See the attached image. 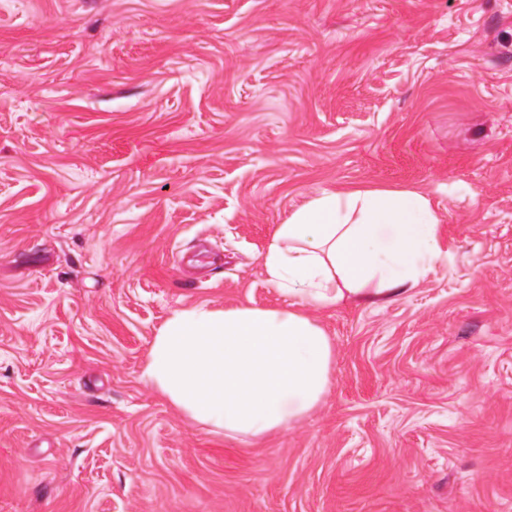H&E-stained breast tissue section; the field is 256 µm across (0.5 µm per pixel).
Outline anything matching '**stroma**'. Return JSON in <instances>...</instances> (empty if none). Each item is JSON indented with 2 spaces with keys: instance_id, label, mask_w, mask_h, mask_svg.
Segmentation results:
<instances>
[{
  "instance_id": "stroma-1",
  "label": "stroma",
  "mask_w": 512,
  "mask_h": 512,
  "mask_svg": "<svg viewBox=\"0 0 512 512\" xmlns=\"http://www.w3.org/2000/svg\"><path fill=\"white\" fill-rule=\"evenodd\" d=\"M423 191L440 256L315 311L260 439L144 381L323 190ZM0 512H512V0H0Z\"/></svg>"
}]
</instances>
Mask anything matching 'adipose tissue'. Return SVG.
Masks as SVG:
<instances>
[{
    "instance_id": "obj_1",
    "label": "adipose tissue",
    "mask_w": 512,
    "mask_h": 512,
    "mask_svg": "<svg viewBox=\"0 0 512 512\" xmlns=\"http://www.w3.org/2000/svg\"><path fill=\"white\" fill-rule=\"evenodd\" d=\"M439 222L419 190L316 193L278 225L263 255L291 305L174 310L153 338L144 381L217 431L260 438L290 428L331 384L333 346L312 310L403 295L440 252Z\"/></svg>"
}]
</instances>
